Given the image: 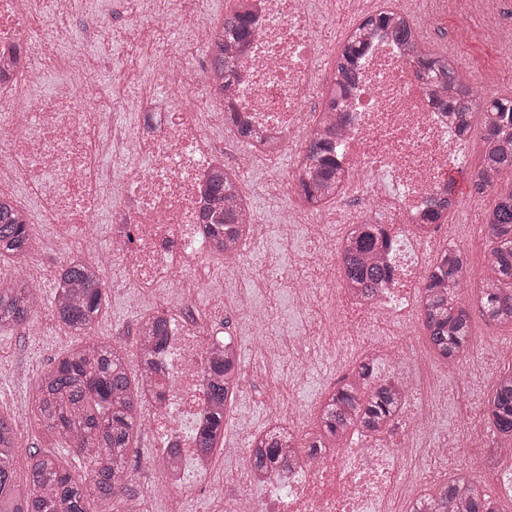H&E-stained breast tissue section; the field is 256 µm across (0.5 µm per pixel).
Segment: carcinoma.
I'll return each instance as SVG.
<instances>
[{
	"label": "carcinoma",
	"mask_w": 512,
	"mask_h": 512,
	"mask_svg": "<svg viewBox=\"0 0 512 512\" xmlns=\"http://www.w3.org/2000/svg\"><path fill=\"white\" fill-rule=\"evenodd\" d=\"M251 0H236L224 14V22L211 42L208 56L212 69L224 75V89L237 77L239 59L232 49L254 33ZM395 27L399 40L415 47L413 59L420 75L437 79L464 99L442 98L439 104L457 119L458 132L469 135L475 114H482L485 133L478 167L469 175L474 194L497 193L493 209L484 214L491 247L487 271L478 291L482 315L493 325L512 326V98H495L480 104L470 96L459 71L448 56L424 48L418 29L402 16L381 12L368 16L338 49L336 81L324 111L340 107L345 87L358 79L357 59L362 37L370 29ZM330 136L317 131L310 137L301 159L302 192L312 203L336 196L343 176ZM214 208L203 221L216 236H224V246L236 243L245 234L249 206L242 190V175L222 166L209 182ZM451 200L435 199L427 205L424 219L439 224L448 214ZM387 241L376 224H350L341 253V266L349 288L370 303L388 277L379 250ZM29 224L22 208L0 194V260L23 255L30 247ZM467 256L459 247L446 248L432 263L423 291L422 323L428 345L449 365L457 366L470 350V316L460 298L467 272ZM35 285L18 277L0 280V329L28 324L41 308ZM108 305V292L98 268L79 259L72 260L55 280L49 306L58 327L85 340L53 359L40 373L31 402V412L43 427L64 440V451L75 460L91 464L87 472L72 471L59 457L39 448L22 449L15 416L0 412V512H99L105 502H117V512H130L128 450L143 425L145 393L143 384L151 375L149 356L164 336L169 324L159 316L139 334L141 367L130 370L127 358L110 342L94 337L96 324ZM373 363L362 360L341 378L327 394L317 417L316 431L305 436L300 447L311 457L327 449H338L357 437L378 434L394 422L407 396L401 382L376 380ZM239 366L219 356L207 386L211 412L207 422L195 431L200 448H213L224 438L227 408L235 396ZM488 432L503 441L502 449L512 450V368L499 375L485 404ZM291 440L287 431H272L254 442L250 466L254 471L275 469L286 460L283 445ZM27 456L24 481L16 478L19 454ZM414 512H497L490 493L478 482L457 477L440 485L420 502Z\"/></svg>",
	"instance_id": "cac0c4a2"
}]
</instances>
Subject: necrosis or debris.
<instances>
[{"instance_id": "4bbe7bcc", "label": "necrosis or debris", "mask_w": 512, "mask_h": 512, "mask_svg": "<svg viewBox=\"0 0 512 512\" xmlns=\"http://www.w3.org/2000/svg\"><path fill=\"white\" fill-rule=\"evenodd\" d=\"M75 4L0 0V186L20 189L32 223L76 239L85 260L111 270L126 287L180 297L177 305L143 314L163 316L172 328L153 351L152 365L168 391L162 400L147 395L144 429L156 452L141 466L134 512H153L159 485L172 500L190 497L187 472L197 473L204 487L213 480L222 453L198 448L187 428L208 415L204 389L214 350L240 347L238 339L222 336L231 312L259 336L263 353L288 347L300 377L314 360H335L337 337L378 330L363 351L400 367L410 404L386 438L359 439L340 457L296 455L273 475L238 477L233 496L214 498L213 512H413L423 494L418 458L448 457L441 446L424 451L411 442L439 420L441 382L414 340L427 273L418 254L429 239L417 223L427 201L448 186L460 136L453 115L438 107L437 91L410 61V46L384 30L367 35L335 139L345 180L327 209L299 205L292 167L281 223L250 219L253 246L289 237L294 225L311 226L312 257L329 277L247 278L237 254L223 260L216 287L208 260L218 241L200 216L208 208L209 175L223 154L207 133L208 120L232 98L240 122L298 159L306 147L302 132L313 126L309 105L334 73L324 56L322 16L307 0H255V33L238 48L242 65L224 94L220 81L195 65L210 28L208 0H124L132 27L106 31L87 16L93 43L87 51L73 39ZM118 100L133 105L134 123L112 118ZM106 153L114 165L103 164ZM354 200L382 214L388 237L391 276L370 304L337 287L340 238L324 215L348 213ZM277 284L298 310L326 308L327 331L307 336L252 302L253 292ZM204 288L211 294L201 309L194 299ZM392 330L406 337L404 351L389 350Z\"/></svg>"}]
</instances>
